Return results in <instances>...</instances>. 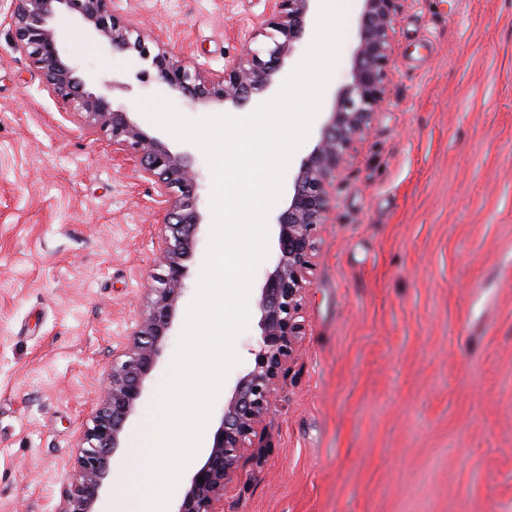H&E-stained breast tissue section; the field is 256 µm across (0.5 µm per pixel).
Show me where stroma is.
Here are the masks:
<instances>
[{
    "label": "stroma",
    "instance_id": "35a3bbf8",
    "mask_svg": "<svg viewBox=\"0 0 512 512\" xmlns=\"http://www.w3.org/2000/svg\"><path fill=\"white\" fill-rule=\"evenodd\" d=\"M0 0V512H59L113 360L162 270L158 186L84 113L62 108L12 46ZM267 0H112L205 75L257 47ZM358 0L297 171L349 80ZM87 90L191 154L204 216L187 289L98 503L136 489L145 420L169 374L208 247L211 174L198 147L143 119L168 95L137 55L57 14ZM384 105L314 231L296 351L218 512H512V0H400ZM235 342L209 429L250 366Z\"/></svg>",
    "mask_w": 512,
    "mask_h": 512
}]
</instances>
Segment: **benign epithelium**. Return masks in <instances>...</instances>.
<instances>
[{
  "label": "benign epithelium",
  "instance_id": "7a95c632",
  "mask_svg": "<svg viewBox=\"0 0 512 512\" xmlns=\"http://www.w3.org/2000/svg\"><path fill=\"white\" fill-rule=\"evenodd\" d=\"M14 2L9 18L14 48L41 73L49 94L59 104L87 114L100 125L112 137L116 149L135 158L141 176L174 192L164 220L162 272L148 284V309L127 359L112 362L105 398L85 429L84 442L77 451L76 474L61 510L97 512L112 460L173 327L202 215L198 210L199 184L187 157L172 152L159 138L148 134L129 112L113 108L108 95L85 90L76 58L58 45L52 21L60 11L73 13L112 51L135 53L149 63L159 83L192 105L240 110L260 102L258 96L276 88L286 59L304 38L314 0H270L262 27L267 41L258 48L245 49L224 67V72L208 76L161 46L152 49L145 35H133L131 27L112 13V0ZM359 2V40L353 51L350 81L336 94L319 143L294 174L288 206L275 218L277 259L260 288V337L251 349L253 367L239 378L224 405L211 449L193 471L175 512H216L214 504L241 468L252 438L273 406L280 373L301 336L299 314L314 248L313 231L324 223L330 209V188L385 100L392 63L391 29L400 0ZM200 477L204 482H198Z\"/></svg>",
  "mask_w": 512,
  "mask_h": 512
}]
</instances>
